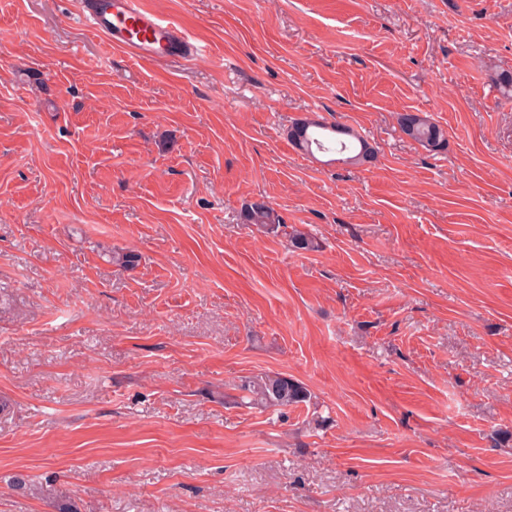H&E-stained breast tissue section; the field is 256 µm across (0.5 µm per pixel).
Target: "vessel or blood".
Returning <instances> with one entry per match:
<instances>
[{"label":"vessel or blood","mask_w":512,"mask_h":512,"mask_svg":"<svg viewBox=\"0 0 512 512\" xmlns=\"http://www.w3.org/2000/svg\"><path fill=\"white\" fill-rule=\"evenodd\" d=\"M83 9L95 32L139 60L152 62L204 52L178 22L159 17L144 0H83Z\"/></svg>","instance_id":"b4317fda"}]
</instances>
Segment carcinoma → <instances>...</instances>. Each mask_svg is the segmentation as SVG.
I'll return each instance as SVG.
<instances>
[{
  "mask_svg": "<svg viewBox=\"0 0 512 512\" xmlns=\"http://www.w3.org/2000/svg\"><path fill=\"white\" fill-rule=\"evenodd\" d=\"M400 131L427 149L439 153L447 145L444 129L421 112H401L396 117ZM295 146L306 152L348 153L347 160L365 164L375 159L374 147L363 136L337 123L308 117L294 120L288 132ZM241 223L276 233L285 227L279 212L270 204L258 201L247 206L241 213ZM288 242L295 252L315 251L317 243L308 234L294 229L288 233ZM141 256L133 251L116 252L112 262L130 269L139 264ZM253 403L263 407L297 406L308 401L310 394L302 383L281 374L266 375L242 386Z\"/></svg>",
  "mask_w": 512,
  "mask_h": 512,
  "instance_id": "carcinoma-1",
  "label": "carcinoma"
}]
</instances>
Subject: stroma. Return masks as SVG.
I'll return each mask as SVG.
<instances>
[{
    "label": "stroma",
    "instance_id": "35a3bbf8",
    "mask_svg": "<svg viewBox=\"0 0 512 512\" xmlns=\"http://www.w3.org/2000/svg\"><path fill=\"white\" fill-rule=\"evenodd\" d=\"M145 2L205 56L0 0V512H512V0ZM400 131L430 152H442L447 145L444 129L422 112H401L396 117ZM288 135L295 146L306 153L346 152L352 154L346 157L347 161L358 164L371 163L376 157L375 149L367 139L337 122L308 117L295 119ZM242 224L256 226L264 232L278 233L280 228H286L279 212L265 201H258L247 206L241 213ZM254 404L263 407L297 406L308 401L310 394L302 383L281 374L265 375L241 388Z\"/></svg>",
    "mask_w": 512,
    "mask_h": 512
}]
</instances>
